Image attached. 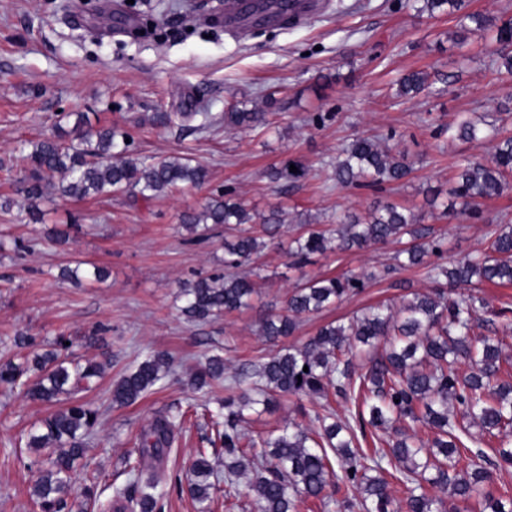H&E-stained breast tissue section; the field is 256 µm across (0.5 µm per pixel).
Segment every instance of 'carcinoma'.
<instances>
[{
	"label": "carcinoma",
	"instance_id": "carcinoma-1",
	"mask_svg": "<svg viewBox=\"0 0 512 512\" xmlns=\"http://www.w3.org/2000/svg\"><path fill=\"white\" fill-rule=\"evenodd\" d=\"M413 2L421 14H457L461 29L469 33L494 30L491 56L498 72L512 76V19L498 24L487 15L467 12L465 0ZM397 84L400 96H416L431 86L428 75L417 71L403 74ZM65 118L68 126H59L57 135L28 143L22 182L29 200L43 198L53 186L72 200L130 192L149 201L179 186L197 187L207 181V169L189 156L142 157L120 130L94 129L79 113ZM221 122L226 128H255L265 124V113L233 105L224 118L212 117L197 130L206 132ZM446 132L451 139L492 143L489 157L460 165L449 190L450 203L442 204V217L473 218L480 200L499 195L512 180V135L501 134L495 122L485 120H462ZM333 170L341 187L381 186L403 181L412 163L376 138L357 135L336 156ZM306 174L301 163L286 160L269 177L277 183ZM259 220L267 239L238 234L225 241L224 265L229 271L200 273L180 288V313L188 322L204 323L252 306L257 291L251 274L235 269L268 247L284 222L278 211ZM251 221L249 210L230 191L210 197L183 217L184 226L198 237L207 236L213 225L228 228ZM338 224L334 230L309 226L289 250L295 263L305 264L328 251L397 244L395 261L428 268L433 287L414 294L397 310L379 303L346 322L327 323L306 341L230 375L224 374L219 352L190 374L187 385L196 393L209 392L215 382L227 391L211 414L216 435L211 444L221 448L198 450L186 472L200 512H209L221 482L225 507H237L243 484L256 512H303L316 503L326 508L341 483L353 491L338 503L346 512H512V489L491 491L493 471L512 468V383L501 379L512 359L504 353L503 341L475 333L489 320L485 301L474 292L483 283L512 285V226H495L484 251L445 265L431 262L442 257V243L409 209L387 203L361 217L345 215ZM365 280L347 272L297 285L286 313L270 312L262 318V336L276 343L293 335L302 317L360 293ZM68 341L61 333L37 359L0 361L1 388L35 401L61 403L27 437L26 446L40 452L32 461L41 472L32 491L39 512H62L67 506L73 493L71 473L85 457L100 419L99 410L79 394L102 378L105 364L74 359ZM361 351L366 363L359 368L354 359ZM173 376L169 355L149 351L112 383L108 399L113 405L133 404ZM281 393L316 398L323 409L316 414L318 427L307 430L288 422L276 434L248 435L247 412L257 404L273 409ZM333 401L352 404L358 412L340 417ZM186 415L157 414L136 437L126 481L112 488L107 504L111 512H163V466ZM415 424L427 428V439L413 432ZM474 425L498 439L492 453L473 450L463 441L473 438ZM221 455L222 476L211 461ZM393 480L404 487L399 501L391 493Z\"/></svg>",
	"mask_w": 512,
	"mask_h": 512
}]
</instances>
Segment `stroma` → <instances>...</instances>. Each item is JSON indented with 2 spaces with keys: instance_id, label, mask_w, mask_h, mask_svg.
Wrapping results in <instances>:
<instances>
[{
  "instance_id": "stroma-1",
  "label": "stroma",
  "mask_w": 512,
  "mask_h": 512,
  "mask_svg": "<svg viewBox=\"0 0 512 512\" xmlns=\"http://www.w3.org/2000/svg\"><path fill=\"white\" fill-rule=\"evenodd\" d=\"M133 16L152 34H129ZM410 71L429 75V92L397 96L395 81ZM233 103L265 112L267 125L198 133L152 121L166 112L221 115ZM68 112L86 113L96 127H118L140 155L191 156L207 166L209 181L147 203L126 193L83 201L50 193L37 205L43 221H33L20 183L22 147L50 136ZM472 113L499 118L512 135V79L492 68L488 40L462 34L457 16L417 13L411 0H317L304 20L256 21L242 39L223 23L206 22L192 0H0V202L11 203L0 209V347L27 337L17 354L30 358L62 332L75 356L107 362L98 387L83 395L102 418L87 466L72 473L74 486L83 487L91 472L101 483L124 484L140 430L158 413L199 404L185 379L215 348L230 371L273 354L259 322L267 310L283 311L295 284L347 271L369 277L361 293L303 319L281 339L284 347L372 304L400 307L430 287L421 266L385 273L391 244L292 265L288 246L306 223L328 225L336 214L392 203L425 215L451 259L483 250L490 226L512 224V184L485 200L478 218L431 215L432 191H447L464 160L490 152L486 142L443 134ZM357 135L407 153L406 182L337 187L336 154ZM288 159L300 161L306 177L272 182L271 168ZM226 190L251 214L284 210L285 222L276 246L255 261L262 273L253 307L189 323L178 313L177 285L201 272H224L226 232L195 240L180 219ZM79 261L104 266L109 278L78 285L61 279L62 268ZM143 349L167 352L176 379L133 405L110 406L109 386ZM318 409L308 398L284 394L273 411L252 415L246 431L266 434L287 420L312 427ZM51 411L0 392V512H33L40 470L34 451L15 441ZM209 435L193 416L180 430L165 463L172 482L165 512H197L180 479Z\"/></svg>"
}]
</instances>
